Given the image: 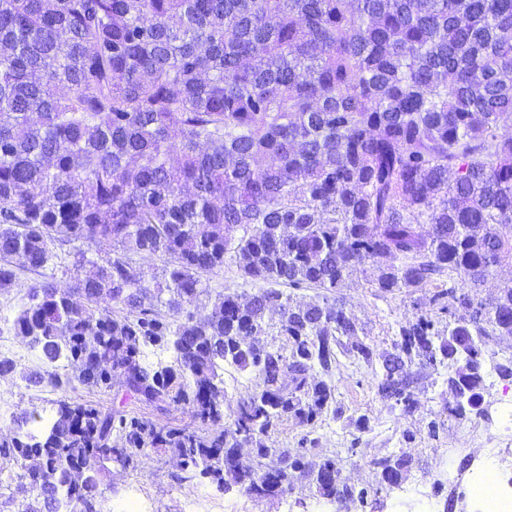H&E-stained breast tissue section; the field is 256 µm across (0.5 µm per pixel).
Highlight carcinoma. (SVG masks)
<instances>
[{"instance_id":"1","label":"carcinoma","mask_w":512,"mask_h":512,"mask_svg":"<svg viewBox=\"0 0 512 512\" xmlns=\"http://www.w3.org/2000/svg\"><path fill=\"white\" fill-rule=\"evenodd\" d=\"M63 246L73 284H30L14 320L40 358L27 386H118L202 427L68 397L24 409L0 434L5 503L100 512L103 473L164 448L189 485L262 498L317 472L318 494L364 505L411 459H374L358 490L336 456L268 442L339 411L338 349L393 408L415 409L412 368L433 361L466 394L448 415L475 411L489 341L512 336V280L478 297L512 262V0H0V288L14 259L43 270ZM141 254L164 260L152 282ZM227 257L264 286L197 320ZM367 262L382 293L463 274L431 297L448 322L421 313L380 349L343 307L283 290L330 293ZM148 345L172 361L143 362ZM226 365L256 379L228 426Z\"/></svg>"}]
</instances>
